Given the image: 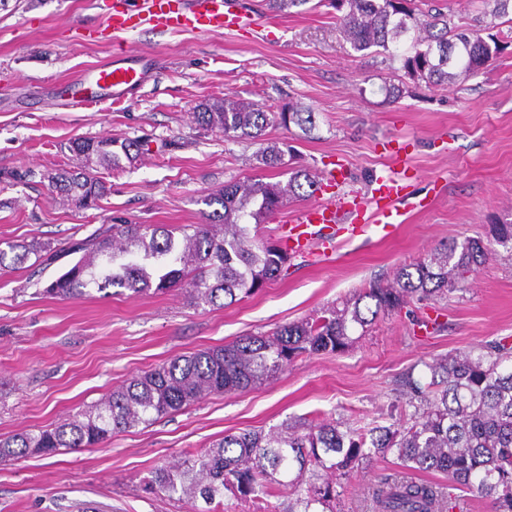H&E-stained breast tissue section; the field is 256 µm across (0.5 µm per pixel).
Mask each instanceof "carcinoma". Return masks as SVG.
<instances>
[{
	"mask_svg": "<svg viewBox=\"0 0 512 512\" xmlns=\"http://www.w3.org/2000/svg\"><path fill=\"white\" fill-rule=\"evenodd\" d=\"M309 0H265L272 13H285ZM472 24L455 21L435 4L415 0H330L336 31L362 56L401 62L415 84L454 86L477 76L502 50L491 31L512 24V0H480ZM194 122L226 139L261 145L267 167L284 165V150L266 138L276 123L315 127L309 107L290 103L278 112L230 93L199 104ZM68 150L81 160L76 171L41 175L53 199L87 209L109 191L100 170L125 168L136 161L134 140L78 137ZM320 182L305 168L289 172L286 183L260 179L231 181L210 192L200 224H111L75 244L80 254L42 294L78 300L89 289L119 288L133 293L179 288L195 308L225 307L256 294L277 278L291 260L288 249L261 240L251 225L279 212L285 202ZM512 250V224H492L486 237L452 241L415 264L398 268L386 282H375L347 298L342 307L285 323L269 334L246 336L201 349L133 376L109 395L57 425L0 438V459L25 454L52 457L62 449L92 448L112 435L178 412L215 394H228L267 382L301 357L341 353L382 314L413 302L437 301L462 289L492 254L493 245ZM14 262L30 257L43 264L56 256L50 243L10 246ZM409 371L401 380L414 408L405 420L389 416L346 426L332 417L287 420L264 431L228 433L207 448L185 452L180 460L154 466L146 490L196 503L210 512L233 490L246 499L274 488L288 491V512H334L347 478L364 459L392 454L402 466L437 472L448 479V493L435 484L387 477L372 494L373 512H454L453 490L464 487L492 504L493 512H512V344L501 338L479 350L457 351Z\"/></svg>",
	"mask_w": 512,
	"mask_h": 512,
	"instance_id": "carcinoma-1",
	"label": "carcinoma"
}]
</instances>
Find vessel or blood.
I'll use <instances>...</instances> for the list:
<instances>
[{"instance_id": "obj_1", "label": "vessel or blood", "mask_w": 512, "mask_h": 512, "mask_svg": "<svg viewBox=\"0 0 512 512\" xmlns=\"http://www.w3.org/2000/svg\"><path fill=\"white\" fill-rule=\"evenodd\" d=\"M229 0H140L130 8L127 0H112L109 26L113 34H123L139 26L167 32L174 30H224L238 25L240 18L230 10ZM143 71L132 67H116L109 63L87 66L75 77V84L88 82L119 100L139 86ZM408 195L402 177L389 176L376 180L368 196L349 200L330 198L298 210L288 245L296 252L308 251L318 230L324 224L355 221L363 213H371L378 221L391 224L399 215L398 205Z\"/></svg>"}]
</instances>
